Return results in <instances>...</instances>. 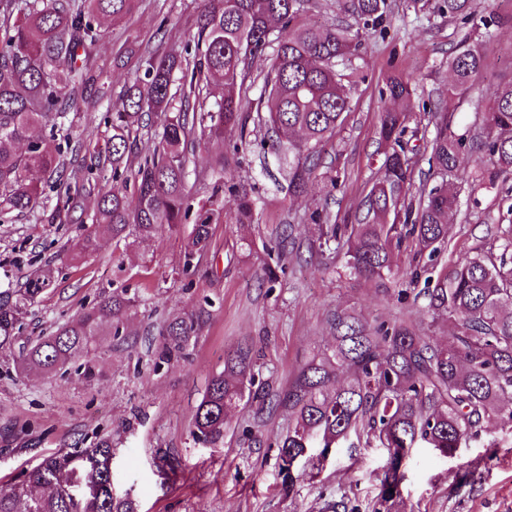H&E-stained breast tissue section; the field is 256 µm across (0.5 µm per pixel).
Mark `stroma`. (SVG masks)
<instances>
[{"label": "stroma", "mask_w": 512, "mask_h": 512, "mask_svg": "<svg viewBox=\"0 0 512 512\" xmlns=\"http://www.w3.org/2000/svg\"><path fill=\"white\" fill-rule=\"evenodd\" d=\"M196 0H138L127 17L105 21L97 49L103 98L96 111L69 113L74 140L95 151L94 161L111 186L112 160L100 148L112 131L104 116L122 88L136 76L137 56L163 53L195 30ZM469 24L415 12L412 0H395L385 39L363 36L352 60L358 76L348 83L351 110L318 148L321 163L307 193L288 191L278 157L253 151L233 153L228 145L196 143L198 198H207L216 158L224 176L252 188L254 223L233 219L234 200L223 197V216L207 249L197 255L194 276H185L183 239L191 230L162 232L122 241L100 234L98 250L74 258L73 246L95 226L96 194L82 198L85 221L45 224L33 212L0 222V289L23 287L50 273L51 282L28 304L19 322L21 340L48 335L119 286L136 302L122 339L110 329L96 338L95 376L85 380L75 365L45 374L21 371L12 353L0 351V486L24 483L29 472L62 448H90L111 441L112 486L138 512H321L325 503L345 500L350 512H372L379 497L387 451L373 434L351 436L332 449L314 478L283 486L276 435L287 431L286 407L258 422L249 402L227 418L223 444L212 447L191 434L197 406L209 378L224 367V354L241 341L252 346L257 378L274 393L285 392L296 369L313 354L331 349L335 312L358 316L366 325L417 324L433 342L448 338L446 320H432L422 284L406 289L403 272L412 261L409 247L394 255L393 276L366 280L350 274L342 252L319 246L314 213L329 223L350 224L361 208L383 161L381 112L390 102L381 94L396 74L417 87V96L437 103L448 87L447 61L465 43H480L493 66L475 93L491 98L512 81V0H474ZM495 19L492 41H483V23ZM481 162L465 156L458 181V212L448 223V246L439 261L455 267L487 250L494 227L512 220V176L488 189L471 190L467 178ZM288 231V257L275 286L258 274L270 264L280 231ZM406 299H398L399 290ZM202 312L188 360L155 366L159 329L169 317ZM498 442L487 453L489 442ZM166 451L174 472L158 469ZM479 462L474 482L452 487L451 475ZM403 470L400 512H512V433L485 429L445 458L420 444Z\"/></svg>", "instance_id": "35a3bbf8"}]
</instances>
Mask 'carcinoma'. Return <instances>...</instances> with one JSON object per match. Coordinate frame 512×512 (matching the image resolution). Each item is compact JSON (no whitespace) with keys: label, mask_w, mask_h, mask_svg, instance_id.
<instances>
[{"label":"carcinoma","mask_w":512,"mask_h":512,"mask_svg":"<svg viewBox=\"0 0 512 512\" xmlns=\"http://www.w3.org/2000/svg\"><path fill=\"white\" fill-rule=\"evenodd\" d=\"M137 0H0V221L40 207L44 188L29 179L40 169L54 182L66 183V217L79 224L81 193L95 189L93 164L68 168L81 146L53 132L33 137L36 126L51 125L70 112H94L99 73L93 62L104 37L101 18L132 13ZM353 19L347 26L315 27L300 16L305 0H198L196 30L182 49L140 58L142 75L120 92L109 115L112 180L122 189L98 194L93 220L112 239L149 238L175 232L193 221L185 245L184 270L206 249L218 213L219 194L236 197L239 224L254 222L255 200L244 185L225 186L224 159L214 167L218 180L205 201L194 202L189 177L195 171V130L208 138L236 137L234 150L251 145L248 124L267 139L260 146L288 155V191L301 194L312 182L316 148L342 123L350 109L345 71L359 48V32L381 34L393 11L391 0H345ZM421 9L440 17L467 18L472 0H423ZM269 62L266 90L256 101L239 88L256 60ZM477 46L463 44L448 58L452 76L448 97L434 108L436 132L429 141L430 167L443 176L431 188L415 187L407 155V113L380 115L379 135L387 151L379 178L363 202L364 216L354 224H323L324 244L345 249L347 267L365 279L393 273V251L410 240L413 263L403 276L414 282L421 262L436 266L448 243V217L457 207L458 190L444 180L462 156L474 148L489 157L472 178L473 188H492L512 176V82L499 86L489 104L474 101L486 135L475 142L452 130L460 100L489 68ZM222 86L214 98L212 85ZM386 94L407 104L416 87L394 75ZM161 112L166 124L160 139L137 149L143 117ZM412 136H418L413 130ZM137 168L121 165L133 151ZM493 241L499 254L478 253L460 261L453 275L439 276L427 289L435 318L445 317L454 331L433 344L412 324L370 329L344 312L334 315L336 344L313 356L295 373L276 403L288 406L293 427L276 439L283 480L293 486L294 468L303 460L309 476L323 468L329 449L350 433L367 429L388 454L380 478L379 509L394 512L401 497L403 465L421 440L443 456L453 454L489 425L512 429V222L498 227ZM27 282L21 298L0 291V350L11 351L21 308L45 289ZM133 306L127 290H115L76 319L48 336L18 348L26 369L52 373L88 355L102 328L121 336ZM200 317L165 321L156 351L161 362L188 358ZM251 348L224 355L193 419L194 439L217 444L224 439L230 410L257 398ZM112 443L75 448L53 455L31 471L26 482L0 487V512H136L135 503L112 490L106 466ZM90 485L79 494L74 484Z\"/></svg>","instance_id":"carcinoma-1"}]
</instances>
